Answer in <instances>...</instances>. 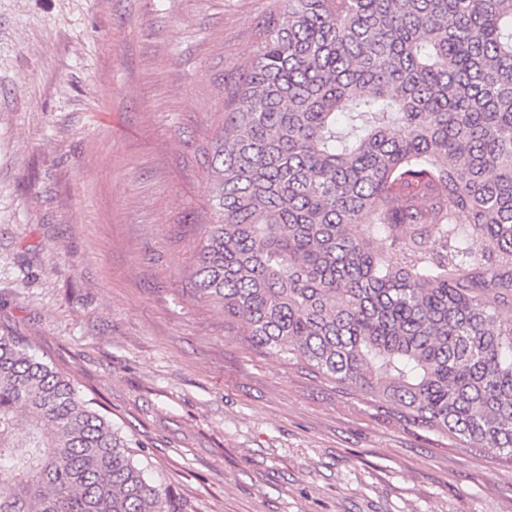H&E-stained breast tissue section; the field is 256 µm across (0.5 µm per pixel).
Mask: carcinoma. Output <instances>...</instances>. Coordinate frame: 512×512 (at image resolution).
<instances>
[{
	"label": "carcinoma",
	"instance_id": "cac0c4a2",
	"mask_svg": "<svg viewBox=\"0 0 512 512\" xmlns=\"http://www.w3.org/2000/svg\"><path fill=\"white\" fill-rule=\"evenodd\" d=\"M278 2L197 146L196 293L257 352L512 461V0ZM101 409L0 332V512H192Z\"/></svg>",
	"mask_w": 512,
	"mask_h": 512
}]
</instances>
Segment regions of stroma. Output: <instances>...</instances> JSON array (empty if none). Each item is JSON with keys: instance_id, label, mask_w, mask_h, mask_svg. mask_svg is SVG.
Returning a JSON list of instances; mask_svg holds the SVG:
<instances>
[{"instance_id": "1", "label": "stroma", "mask_w": 512, "mask_h": 512, "mask_svg": "<svg viewBox=\"0 0 512 512\" xmlns=\"http://www.w3.org/2000/svg\"><path fill=\"white\" fill-rule=\"evenodd\" d=\"M273 7L0 0V330L193 512H512V463L256 354L194 294V148Z\"/></svg>"}]
</instances>
